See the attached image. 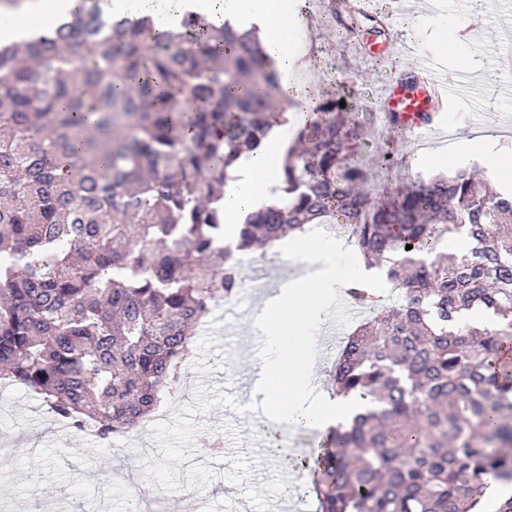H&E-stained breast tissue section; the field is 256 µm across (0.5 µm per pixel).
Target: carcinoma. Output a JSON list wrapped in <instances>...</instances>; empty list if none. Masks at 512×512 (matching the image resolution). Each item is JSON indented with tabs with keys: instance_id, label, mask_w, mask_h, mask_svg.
I'll return each instance as SVG.
<instances>
[{
	"instance_id": "1",
	"label": "carcinoma",
	"mask_w": 512,
	"mask_h": 512,
	"mask_svg": "<svg viewBox=\"0 0 512 512\" xmlns=\"http://www.w3.org/2000/svg\"><path fill=\"white\" fill-rule=\"evenodd\" d=\"M109 4L0 44V384L108 447L175 388L195 327L244 287L243 255L333 224L369 267L399 256V294L329 377L367 406L301 462L320 512H482L486 477L512 486V191L465 167L381 205L346 157L362 127L329 100L296 129L280 197L226 247L224 185L266 138L281 74L251 31L191 13L162 30ZM344 292L374 299L366 280ZM474 309L494 320L471 325Z\"/></svg>"
}]
</instances>
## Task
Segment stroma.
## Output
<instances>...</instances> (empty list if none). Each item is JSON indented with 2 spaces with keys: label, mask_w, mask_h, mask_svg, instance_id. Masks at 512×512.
<instances>
[{
  "label": "stroma",
  "mask_w": 512,
  "mask_h": 512,
  "mask_svg": "<svg viewBox=\"0 0 512 512\" xmlns=\"http://www.w3.org/2000/svg\"><path fill=\"white\" fill-rule=\"evenodd\" d=\"M405 0H370L372 10L395 17L394 30L382 41L400 43L388 59L372 58L368 29L351 27L347 9L329 11L323 0H310L307 17L293 26L288 50L300 56L301 74L316 100L344 102L348 115L366 130L349 160L363 168L369 185L393 197L419 175L442 169L482 165L464 139L478 135L502 164L512 163V77L495 62V41L488 28L501 10L499 0H468L458 12L455 0H440L439 19L428 7L409 9ZM448 69H469L475 92L458 104L461 123L446 145L432 150L449 154L447 166L420 164L422 150L406 132L392 130L378 115L383 87L401 73L420 76L428 58ZM391 154L392 168L374 160ZM224 307L209 316V329H197L192 344L196 365L181 378L167 405L165 422L116 437L110 457H92L98 441L77 429L58 432L42 400L24 389L0 390V512H128L139 489H153L164 512H268L278 496L280 464L269 457L263 467L249 460L256 442L253 422L225 381V368L241 358L235 345L218 333ZM223 443L221 457L199 455L201 444Z\"/></svg>",
  "instance_id": "1"
}]
</instances>
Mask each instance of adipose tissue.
Wrapping results in <instances>:
<instances>
[{
  "mask_svg": "<svg viewBox=\"0 0 512 512\" xmlns=\"http://www.w3.org/2000/svg\"><path fill=\"white\" fill-rule=\"evenodd\" d=\"M78 0H24L19 11L23 24L0 31V37L14 42L51 35L61 15L70 12ZM201 15L217 25L227 20H245L258 26L267 53L281 72L298 67V58L288 54V15L258 11L253 0H233L216 9L215 0H168L160 24L179 26L186 13ZM283 116L275 111L268 121L273 138L251 157L241 160L233 181L224 188V239L233 241L246 214L268 204L270 189L280 183L281 157L285 147L279 132ZM294 252L312 268L311 273L281 286L278 294L264 301L249 321V328L262 331L265 347L255 369L253 397L265 403L268 424L304 430H325L352 418L358 407L352 399H327L315 393L312 384L316 360L312 340L321 330L329 303L347 283L376 279L378 268L364 260L344 259L335 245L302 236L293 244Z\"/></svg>",
  "mask_w": 512,
  "mask_h": 512,
  "instance_id": "1",
  "label": "adipose tissue"
}]
</instances>
